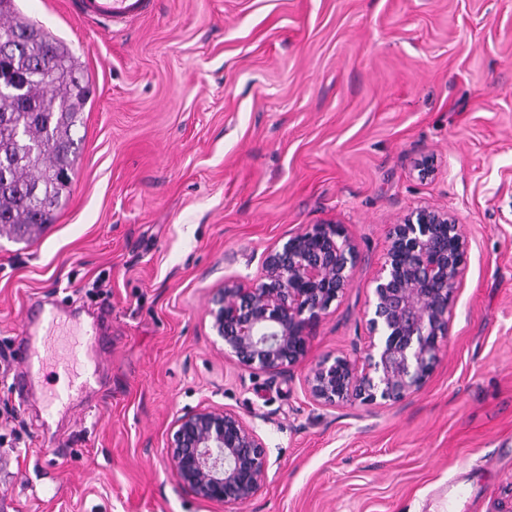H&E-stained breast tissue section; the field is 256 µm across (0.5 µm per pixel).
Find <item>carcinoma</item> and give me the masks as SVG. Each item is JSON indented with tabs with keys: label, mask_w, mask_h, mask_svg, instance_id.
Wrapping results in <instances>:
<instances>
[{
	"label": "carcinoma",
	"mask_w": 512,
	"mask_h": 512,
	"mask_svg": "<svg viewBox=\"0 0 512 512\" xmlns=\"http://www.w3.org/2000/svg\"><path fill=\"white\" fill-rule=\"evenodd\" d=\"M22 39L0 57V229L19 239L54 223L71 191L79 140L74 132L90 96L89 82L67 47L0 0V41Z\"/></svg>",
	"instance_id": "cac0c4a2"
}]
</instances>
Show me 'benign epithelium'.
Here are the masks:
<instances>
[{"instance_id": "7a95c632", "label": "benign epithelium", "mask_w": 512, "mask_h": 512, "mask_svg": "<svg viewBox=\"0 0 512 512\" xmlns=\"http://www.w3.org/2000/svg\"><path fill=\"white\" fill-rule=\"evenodd\" d=\"M390 245L363 317L360 356L309 359L313 328L349 287L355 243L333 224H315L269 248L248 288L227 281L207 315L224 353L252 372L306 368L305 390L321 405H393L426 384L450 336V308L466 260L463 225L417 209L392 226ZM167 457L176 481L197 499L243 505L267 480V448L236 412L187 411L171 424Z\"/></svg>"}]
</instances>
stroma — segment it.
<instances>
[{"mask_svg": "<svg viewBox=\"0 0 512 512\" xmlns=\"http://www.w3.org/2000/svg\"><path fill=\"white\" fill-rule=\"evenodd\" d=\"M16 7L91 96L54 224L0 236V512H512V0H155L108 31L67 0ZM421 207L467 246L418 393L323 406L303 370L253 374L215 344L216 288L334 224L359 259L310 356L358 355L390 228ZM43 304L105 342L96 390L50 418L13 386ZM211 405L267 448L263 490L229 509L167 461L174 418Z\"/></svg>", "mask_w": 512, "mask_h": 512, "instance_id": "obj_1", "label": "stroma"}]
</instances>
